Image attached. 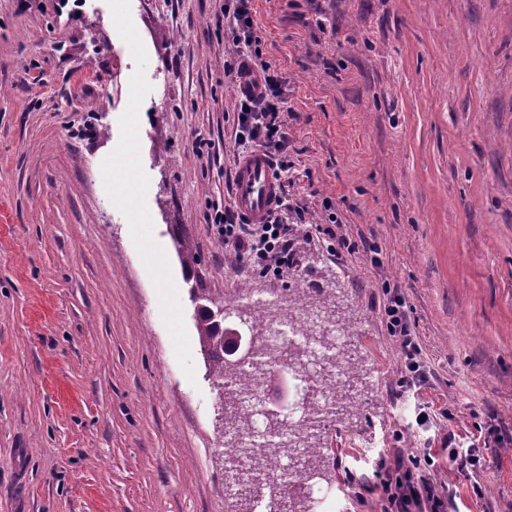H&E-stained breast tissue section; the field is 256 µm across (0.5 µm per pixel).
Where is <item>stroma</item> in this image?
<instances>
[{"label":"stroma","instance_id":"1","mask_svg":"<svg viewBox=\"0 0 512 512\" xmlns=\"http://www.w3.org/2000/svg\"><path fill=\"white\" fill-rule=\"evenodd\" d=\"M223 6L0 0V512H226L194 298L286 303L297 280L338 299L367 372L297 512L312 483L323 512H382L370 460L428 452L449 512H512V0H253L290 106L281 193L305 216L277 277L210 223L238 164ZM334 222L354 251L330 252ZM391 289L429 376L416 394ZM277 300L278 295L270 296L255 290H248L241 294L239 297L238 305L247 306L251 309V312L267 313L273 310V308L276 306ZM407 307L406 300L401 295L393 294L390 295L384 311L389 336L399 346L404 359V375L401 377L400 387L410 390L414 387L421 388L427 381V375Z\"/></svg>","mask_w":512,"mask_h":512}]
</instances>
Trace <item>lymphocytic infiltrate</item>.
Returning a JSON list of instances; mask_svg holds the SVG:
<instances>
[{"mask_svg": "<svg viewBox=\"0 0 512 512\" xmlns=\"http://www.w3.org/2000/svg\"><path fill=\"white\" fill-rule=\"evenodd\" d=\"M222 14L224 29L234 46L224 70L232 79H251L250 88L242 90L238 98L235 142L265 150L276 158L279 173H286L288 166L280 156L286 143L284 114L288 97L269 67L258 63L260 41L249 0H225ZM288 207L287 198H280L263 223L249 224L228 205L215 212L212 224L225 246L247 257L262 271L277 275L294 262L285 219ZM385 315L387 331L404 359L401 388L422 386L427 375L405 299L390 295ZM373 468L384 496L383 512H445L448 495L426 478L420 458L390 461L381 455Z\"/></svg>", "mask_w": 512, "mask_h": 512, "instance_id": "1", "label": "lymphocytic infiltrate"}]
</instances>
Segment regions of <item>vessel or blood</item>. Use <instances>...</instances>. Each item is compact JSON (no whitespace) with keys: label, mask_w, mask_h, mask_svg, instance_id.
Returning a JSON list of instances; mask_svg holds the SVG:
<instances>
[{"label":"vessel or blood","mask_w":512,"mask_h":512,"mask_svg":"<svg viewBox=\"0 0 512 512\" xmlns=\"http://www.w3.org/2000/svg\"><path fill=\"white\" fill-rule=\"evenodd\" d=\"M279 197L280 183L269 155L256 149L243 156L237 165L232 197L237 212L249 223H260Z\"/></svg>","instance_id":"obj_1"}]
</instances>
